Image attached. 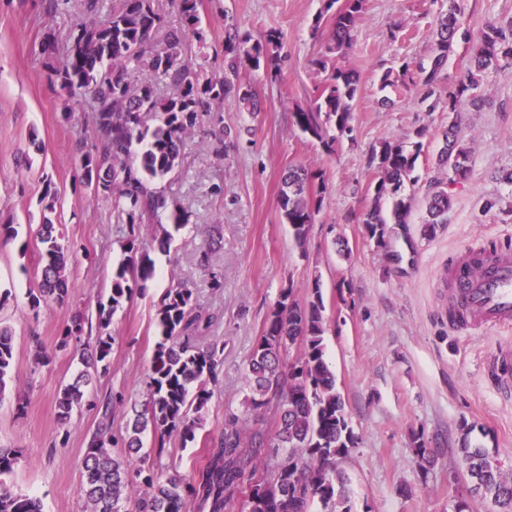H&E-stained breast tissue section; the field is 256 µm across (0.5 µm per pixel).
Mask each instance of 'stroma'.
Instances as JSON below:
<instances>
[{"mask_svg": "<svg viewBox=\"0 0 512 512\" xmlns=\"http://www.w3.org/2000/svg\"><path fill=\"white\" fill-rule=\"evenodd\" d=\"M322 0H202L199 35L186 42L187 59L207 75L224 74V36L236 28L258 41L280 34V73L245 66L262 108L244 110L236 101L220 107L224 155L210 150L214 126L203 119L183 142L178 168L160 184L170 209L188 212V224L172 234L169 250L152 243L154 228L136 234L154 265L143 294L112 317L111 364L89 388L104 398L121 394L113 431L146 398L159 331L155 308L167 289L187 284L201 310L214 316L210 335L224 339V366L193 443L171 436L161 459L165 475L190 476L204 455L206 438L224 428L227 413L245 415L246 369L253 345L283 288L300 301L320 290L325 310L326 360L359 438L340 460L353 512H452L469 495L460 447L485 448L512 472V398H502L486 379L484 362L496 336L470 335L448 327L445 273L468 246L487 239H512V186L500 180L512 169V76L487 88V101L463 115L472 150V174L452 188L448 222L434 236L421 232V210L394 225L386 246L364 235L362 220L373 195L375 173L367 165L384 140L411 142L424 130L416 197H424L436 175L432 158L448 126L443 111H422L421 83L380 89L383 70L402 59H426L438 0H367L343 62L360 75L353 102V137L326 152L292 118L309 108L323 79L315 66L331 22ZM84 16L82 0L66 12L48 14L45 0H0V322L14 332L13 378L0 395V448L23 451L7 475L15 489L35 495L43 512H85L80 480L87 442L97 414L84 407L68 424L57 418L60 389L81 368L80 359L56 348L72 319L107 298L112 270L124 256V235L115 230L113 200L94 196L80 182L77 143L91 139V115L67 100L53 81L52 66L63 49L45 54L42 36L54 29L65 39ZM291 166L322 170V207L304 244H296L280 212L282 174ZM58 190L55 222L72 253L67 302L28 309L36 290L41 246L40 198L46 184ZM499 205L483 212L487 199ZM209 253L210 266L198 259ZM224 279L222 290L210 286ZM51 361L34 367V342ZM421 433L438 448V462L423 474L411 446Z\"/></svg>", "mask_w": 512, "mask_h": 512, "instance_id": "obj_1", "label": "stroma"}]
</instances>
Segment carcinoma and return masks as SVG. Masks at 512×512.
Here are the masks:
<instances>
[{
  "instance_id": "1",
  "label": "carcinoma",
  "mask_w": 512,
  "mask_h": 512,
  "mask_svg": "<svg viewBox=\"0 0 512 512\" xmlns=\"http://www.w3.org/2000/svg\"><path fill=\"white\" fill-rule=\"evenodd\" d=\"M462 0H448L432 31L428 63L404 60L383 71L381 88L419 78L424 87L420 104L425 112H448V129L435 158L438 177L430 181L422 200L423 235L432 237L448 223L453 197L448 185L462 183L472 172V151L462 135V113L480 109L488 79L512 74V20L487 21L472 46L463 75L448 85L445 68L460 32ZM183 25L169 31L164 46L148 47L161 25L153 0H121L106 18L99 0H84L87 19L72 26L66 36L64 58L55 70L60 87L91 112L93 139L79 141L81 183L94 193L115 198L119 224H152L153 240L164 250L171 232L162 222L166 208L159 184L179 166L183 136L192 132L210 105L232 98L249 111L258 109L251 84L239 80L241 66L258 69L276 61L279 34L273 30L253 44L227 32L224 40V77H206L183 54L189 33L198 32L199 0H179ZM366 0H324L332 13L325 54L317 61L324 73L312 106L293 113L294 124L332 152L352 139V102L358 94L355 70L341 65L352 32ZM172 87L166 97L157 95L154 81ZM406 146L384 140L372 149L369 164L377 172L371 206L363 219L364 234L377 246L387 244L391 224H406L415 205L407 185L417 183L416 163L423 152L420 141ZM324 175L293 167L282 177L280 209L297 243H304L309 227L321 210ZM391 201L390 211L383 204ZM43 221L38 237L43 245L40 283L28 295L29 307L38 314L41 305L68 299L69 249L61 243L50 214L57 191L46 184L41 199ZM139 243L131 235L123 258L112 271L107 302H98L96 322L79 315L65 328L57 347L70 346L90 366L106 371L112 354L109 330L112 315L124 302L145 291L152 278L148 258L135 262ZM324 304L320 291L301 303L294 288L281 291L280 299L258 336L248 364V411L266 413L271 393L279 395L274 427L253 429L249 418L229 413L224 430L209 439L206 463L187 479L164 477L159 466L167 439L177 435L193 442L201 425L224 355V339L205 332L212 318L203 316L193 289L180 285L168 289L155 312L160 329L152 357L147 398L129 421L125 434H112V398L83 401L82 385L89 374L78 375L63 386L56 401L57 418L66 424L83 406L94 409L98 422L84 455L81 492L89 512H191L192 505L209 512H351L346 479L338 468L358 444L349 425L345 402L336 389V377L324 358ZM301 338L302 349L288 362V342ZM14 369L13 334L0 325V396ZM152 433V451L144 450V437ZM416 455L425 462L423 476L433 468L437 451L424 435L413 440ZM472 491L491 501L497 512H512V475L478 446L463 442L460 448ZM14 448H0V512H42L40 500L14 490L3 476L21 461ZM139 462L136 470L131 463Z\"/></svg>"
}]
</instances>
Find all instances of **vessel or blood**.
I'll return each instance as SVG.
<instances>
[{
    "label": "vessel or blood",
    "mask_w": 512,
    "mask_h": 512,
    "mask_svg": "<svg viewBox=\"0 0 512 512\" xmlns=\"http://www.w3.org/2000/svg\"><path fill=\"white\" fill-rule=\"evenodd\" d=\"M450 318L476 335L512 326V245L468 248L448 271ZM487 373L512 397V343L502 342L487 357Z\"/></svg>",
    "instance_id": "b4317fda"
}]
</instances>
